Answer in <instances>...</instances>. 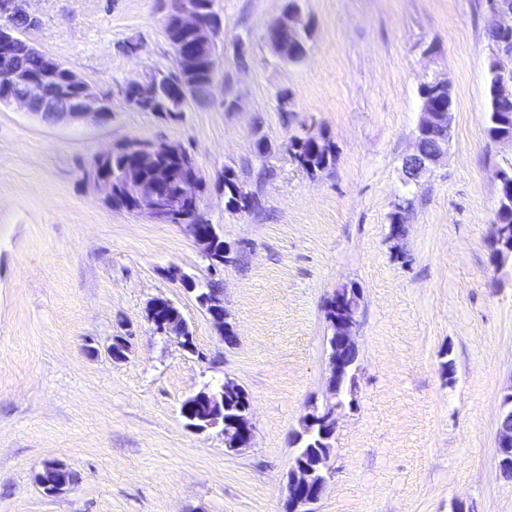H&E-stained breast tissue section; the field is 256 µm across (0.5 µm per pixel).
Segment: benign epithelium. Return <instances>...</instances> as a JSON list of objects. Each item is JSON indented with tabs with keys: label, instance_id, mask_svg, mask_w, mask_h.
Returning a JSON list of instances; mask_svg holds the SVG:
<instances>
[{
	"label": "benign epithelium",
	"instance_id": "7a95c632",
	"mask_svg": "<svg viewBox=\"0 0 512 512\" xmlns=\"http://www.w3.org/2000/svg\"><path fill=\"white\" fill-rule=\"evenodd\" d=\"M162 9L165 18L174 19L179 27L194 34V46L205 51V62L210 76H215L218 59L219 36L223 30V19L213 11L201 8L192 0H163ZM492 22L490 28L500 32L512 30V15L502 13L494 8L489 9ZM22 18L26 21L23 28L14 25V20ZM302 15L299 12H285L267 29L266 42L278 56H283L280 46L284 39L290 40L300 32ZM40 18L29 9V0H0V75L12 87L26 86L30 79L26 71L15 63L14 51L24 48L32 53L40 50L30 44L24 37L25 30L35 27ZM45 73L34 89L28 93L9 92L0 96V107H14L26 114L38 118L40 113L34 111L31 104L32 95H39L52 109V123L70 126L103 125L112 121V113L107 111L106 100L97 94L80 76L58 60L44 56ZM130 88L134 93L129 96V105L137 110L149 109L155 104L158 94L157 83L148 79L133 82ZM452 128V113L449 110L435 112L425 103L421 105L417 129L414 134L413 149L404 160V183L416 184L431 168L437 165L448 154L450 139L448 129ZM160 150L179 163L178 172L170 168H162L154 175L144 178L139 169L129 167L121 179V187L130 198L131 212L148 218L155 224H173L177 218L196 210L200 204L202 178L194 161L186 157L183 147L176 143H164L160 147L144 146L136 152L145 157L149 153ZM89 183L106 200L112 199V178L96 175L93 170L86 172ZM186 231L200 247L208 262L210 270H221L232 260L233 248L229 244L216 249L211 241L218 236L215 226L208 232L198 230L195 224L185 225ZM165 276L180 284L191 294L201 309L210 319L219 335H224V325L228 324V314L224 309V300L210 301L200 294L197 282H184L180 277V269L168 267ZM352 292L361 297L360 291L353 287L337 288L323 305L324 316L329 335L326 336L328 351V393L322 405L312 403L303 416L301 428L295 432L293 442L297 443L303 435L314 428H320L321 435L332 438L336 433V425L345 407L353 406L354 400L344 401L338 388L340 359L345 350L356 346V332L359 326L358 305L347 302L345 294ZM176 307V304L164 297L150 299L145 307V319L154 333L172 337L177 344L192 355L197 354L192 344L193 336L185 317L173 322L159 315L162 305ZM245 395L246 391L233 381L227 380L218 385L206 384L192 393L196 400H203L217 408L215 413L201 417L188 410H182L185 426L197 432L211 429L220 430L224 438L225 450L239 452L244 448L253 447L255 427L253 422L252 402H247L245 415L235 425V431L224 429V415L219 408L224 404V396L230 393ZM331 456H323L314 464L308 465L293 460L288 471L286 484V512H316L314 506L321 500L330 476ZM66 466L59 461H48L43 470L37 474L38 484L48 495H56L70 486L71 481L63 475Z\"/></svg>",
	"mask_w": 512,
	"mask_h": 512
}]
</instances>
